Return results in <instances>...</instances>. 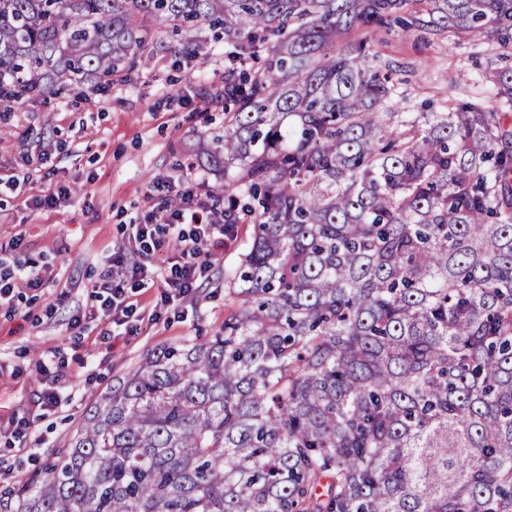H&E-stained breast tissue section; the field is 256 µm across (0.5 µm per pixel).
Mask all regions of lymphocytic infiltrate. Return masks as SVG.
<instances>
[{"label": "lymphocytic infiltrate", "mask_w": 512, "mask_h": 512, "mask_svg": "<svg viewBox=\"0 0 512 512\" xmlns=\"http://www.w3.org/2000/svg\"><path fill=\"white\" fill-rule=\"evenodd\" d=\"M129 235L138 242L143 262L128 276L110 272L93 286L103 315L128 336L141 316L140 291L158 287L164 303H175L208 279L215 251L235 240L230 225L190 186L178 191L176 200L154 203L149 223L130 225Z\"/></svg>", "instance_id": "1"}]
</instances>
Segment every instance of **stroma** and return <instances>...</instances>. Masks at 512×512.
Returning a JSON list of instances; mask_svg holds the SVG:
<instances>
[{"label":"stroma","mask_w":512,"mask_h":512,"mask_svg":"<svg viewBox=\"0 0 512 512\" xmlns=\"http://www.w3.org/2000/svg\"><path fill=\"white\" fill-rule=\"evenodd\" d=\"M371 54L403 64L400 91L407 112H437L446 100L492 105L483 75L512 65L490 39L472 42L395 24L366 31ZM175 36L159 30L126 80L81 85L56 96L26 98L0 117V175H28L0 189V268L36 266L42 288L20 289L13 307L0 306V488L28 479L68 446L93 400L113 379L154 349L221 333L235 307L224 274L238 261L254 227H237L236 241L214 260L210 277L177 306L160 305V291L139 302L159 317L137 335L113 336L108 318L90 317L91 286L109 266L106 256L137 247L127 225L143 222L153 184H193L213 195L224 183L195 164L200 137L224 127V71L229 46L210 43L193 59L176 52ZM65 186L69 198L52 209L36 198ZM60 374L66 406L45 413L42 392L50 369ZM32 425L15 437L11 420Z\"/></svg>","instance_id":"stroma-1"}]
</instances>
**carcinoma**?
<instances>
[{
  "label": "carcinoma",
  "instance_id": "carcinoma-1",
  "mask_svg": "<svg viewBox=\"0 0 512 512\" xmlns=\"http://www.w3.org/2000/svg\"><path fill=\"white\" fill-rule=\"evenodd\" d=\"M512 50V0H0V108L129 75L156 25L224 73V331L147 354L0 512H512V69L496 109L386 112L353 32Z\"/></svg>",
  "mask_w": 512,
  "mask_h": 512
}]
</instances>
